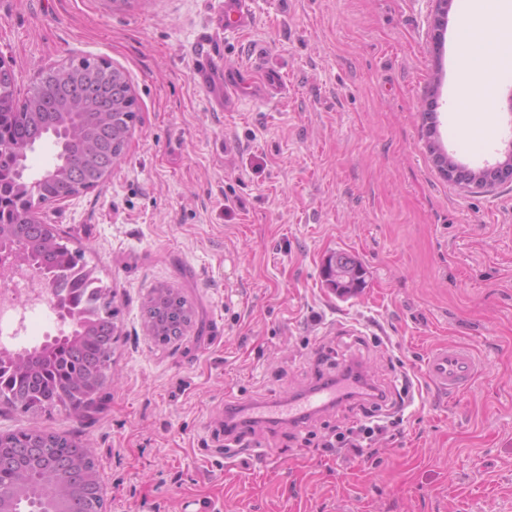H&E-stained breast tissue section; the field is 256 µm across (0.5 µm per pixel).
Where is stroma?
<instances>
[{
    "instance_id": "obj_1",
    "label": "stroma",
    "mask_w": 512,
    "mask_h": 512,
    "mask_svg": "<svg viewBox=\"0 0 512 512\" xmlns=\"http://www.w3.org/2000/svg\"><path fill=\"white\" fill-rule=\"evenodd\" d=\"M460 5L436 45L429 0H249L238 32L224 0H0L19 96L86 57L125 73L136 112L105 181L40 210L114 295L108 379L81 417L0 405V433L88 445L106 512H512V181L447 180L426 151L475 169L512 129L502 59L488 149H461ZM203 39L216 85L246 72L258 92L228 109L196 83ZM337 251L366 273L346 300L323 273ZM160 288L191 309L168 344L145 324ZM445 343L479 363L455 394L424 373ZM392 353L413 385L375 456L298 447L285 423L257 425L264 455L225 456L228 404L297 397L351 359L392 388Z\"/></svg>"
}]
</instances>
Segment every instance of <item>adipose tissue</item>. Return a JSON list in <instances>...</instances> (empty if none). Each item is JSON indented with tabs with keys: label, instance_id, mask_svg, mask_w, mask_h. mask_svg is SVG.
I'll return each mask as SVG.
<instances>
[{
	"label": "adipose tissue",
	"instance_id": "adipose-tissue-1",
	"mask_svg": "<svg viewBox=\"0 0 512 512\" xmlns=\"http://www.w3.org/2000/svg\"><path fill=\"white\" fill-rule=\"evenodd\" d=\"M488 5L489 0H474L459 33L463 50L457 59L455 100L464 131L473 127L475 120H487L486 103L495 84L491 62L503 56L501 41L489 40L485 27L491 22L512 26V11L495 16Z\"/></svg>",
	"mask_w": 512,
	"mask_h": 512
}]
</instances>
